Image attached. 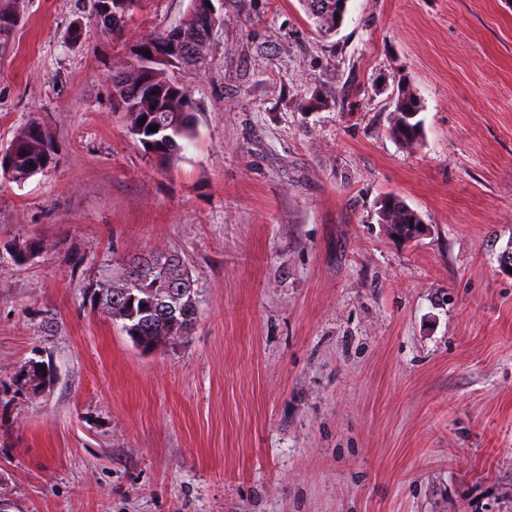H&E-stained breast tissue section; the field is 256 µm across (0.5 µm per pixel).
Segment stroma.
Masks as SVG:
<instances>
[{"label":"stroma","mask_w":512,"mask_h":512,"mask_svg":"<svg viewBox=\"0 0 512 512\" xmlns=\"http://www.w3.org/2000/svg\"><path fill=\"white\" fill-rule=\"evenodd\" d=\"M84 3L19 0L0 54V146L35 119L58 156L0 177L7 512H512V0H349L328 38L301 0H215L209 67L181 76L196 135L166 160L112 74L189 0L117 35ZM404 86L414 148L389 133ZM389 194L420 237L381 224ZM141 252L199 289L151 350L87 294ZM31 358L50 382L13 393Z\"/></svg>","instance_id":"stroma-1"}]
</instances>
